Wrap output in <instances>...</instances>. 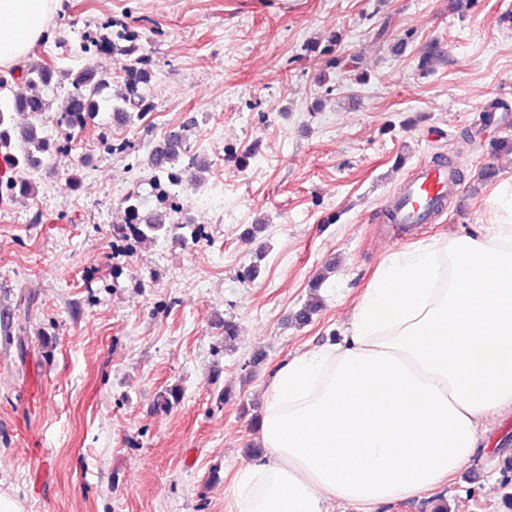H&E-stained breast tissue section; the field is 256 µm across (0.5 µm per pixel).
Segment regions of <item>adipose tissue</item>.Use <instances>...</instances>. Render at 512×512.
I'll return each instance as SVG.
<instances>
[{
	"label": "adipose tissue",
	"instance_id": "obj_1",
	"mask_svg": "<svg viewBox=\"0 0 512 512\" xmlns=\"http://www.w3.org/2000/svg\"><path fill=\"white\" fill-rule=\"evenodd\" d=\"M55 0H0V67L48 34ZM512 407V180L471 234L389 253L340 341L296 355L266 393L235 512H357L417 496L468 466Z\"/></svg>",
	"mask_w": 512,
	"mask_h": 512
}]
</instances>
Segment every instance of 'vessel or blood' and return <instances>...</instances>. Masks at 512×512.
<instances>
[{"mask_svg":"<svg viewBox=\"0 0 512 512\" xmlns=\"http://www.w3.org/2000/svg\"><path fill=\"white\" fill-rule=\"evenodd\" d=\"M448 200V169L438 164L419 167L388 202V221L395 226L426 224Z\"/></svg>","mask_w":512,"mask_h":512,"instance_id":"obj_1","label":"vessel or blood"}]
</instances>
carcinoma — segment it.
I'll return each mask as SVG.
<instances>
[{"label":"carcinoma","instance_id":"1","mask_svg":"<svg viewBox=\"0 0 512 512\" xmlns=\"http://www.w3.org/2000/svg\"><path fill=\"white\" fill-rule=\"evenodd\" d=\"M86 50L97 53L110 52L117 68L111 73H100L83 68L69 71L65 77L69 88L61 107V113L78 118L80 128L94 120L101 105L109 104L113 114L125 123L142 120L154 109L153 100L147 96L152 79L151 59L145 52L142 33L121 18L112 19V37H96L83 45ZM444 51L436 43L422 48V65L430 67L441 61ZM55 74L54 64L42 58L32 60L21 76H0V150L7 157L8 168L0 178V197L3 199L28 198L34 194L33 182L21 173L39 169L52 156L64 151L58 140L42 136L38 118L49 111L47 99L37 88L51 84ZM120 83L122 92L110 99L103 97L104 90L112 83ZM23 110L31 121L24 130L12 127L8 113ZM199 167L198 154L191 152L180 136L162 140L148 155L144 164L143 184L151 188V194L162 188L182 186L192 182V173ZM147 198L133 190L122 199V205L130 223L116 229V237L133 238L135 242H155L168 237L172 226L182 228L180 222L183 206L181 199H170L162 211L151 210L145 214ZM182 399V391L169 387L158 394L157 405L170 410Z\"/></svg>","mask_w":512,"mask_h":512}]
</instances>
